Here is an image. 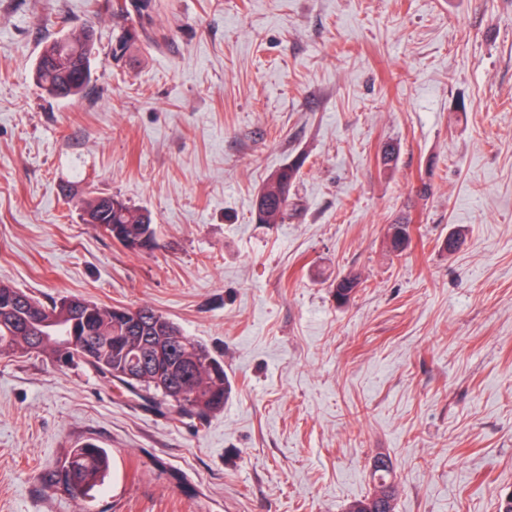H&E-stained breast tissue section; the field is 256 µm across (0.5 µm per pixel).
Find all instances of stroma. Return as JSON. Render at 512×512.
<instances>
[{"label": "stroma", "instance_id": "35a3bbf8", "mask_svg": "<svg viewBox=\"0 0 512 512\" xmlns=\"http://www.w3.org/2000/svg\"><path fill=\"white\" fill-rule=\"evenodd\" d=\"M158 5L117 65L112 0H0V281L46 305L151 306L222 360L229 393L180 422L87 366L0 358V512H346L380 455L396 512H499L512 0ZM89 19L98 76L51 98L36 60ZM295 162L287 220L256 223L258 190ZM99 194L151 211L157 247L83 223ZM87 442L110 467L76 499L62 468Z\"/></svg>", "mask_w": 512, "mask_h": 512}]
</instances>
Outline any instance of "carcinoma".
I'll use <instances>...</instances> for the list:
<instances>
[{
    "mask_svg": "<svg viewBox=\"0 0 512 512\" xmlns=\"http://www.w3.org/2000/svg\"><path fill=\"white\" fill-rule=\"evenodd\" d=\"M112 16L121 22V32L112 41V61L118 65L148 31L143 23L129 25L132 14L112 3ZM98 54L92 23L87 22L78 34L61 35L42 49L34 69L37 85L57 99L81 96L96 73ZM298 165L291 164L273 174L256 196L255 217L260 224H281L288 213L290 189L296 180ZM82 220L98 224L117 242L130 249L142 238L156 241L151 214L129 206L116 196H99L80 204ZM404 218L390 225V246L395 252L405 251L411 243L409 224ZM360 286L355 275L336 279V301L348 303ZM14 295L18 300L35 304L41 314L34 320L25 307L8 306L3 297ZM66 297L45 306L23 291L0 281V357L42 354L57 366L83 364L97 374L118 382L127 391L158 406H167L178 416L191 415L199 420L224 407L229 381L223 363L203 345L185 336L169 317L149 306L138 308L143 319L141 335L145 339H130L124 323L112 314V308L85 301L80 314ZM153 364L155 372L166 379L192 368L191 377L179 386L162 390L155 386L154 372L142 380L139 362ZM379 456L372 464L373 492L352 501L347 512H394L397 486L392 467ZM110 466L107 451L94 443L72 449L64 466L65 477L72 492L90 496Z\"/></svg>",
    "mask_w": 512,
    "mask_h": 512,
    "instance_id": "cac0c4a2",
    "label": "carcinoma"
}]
</instances>
